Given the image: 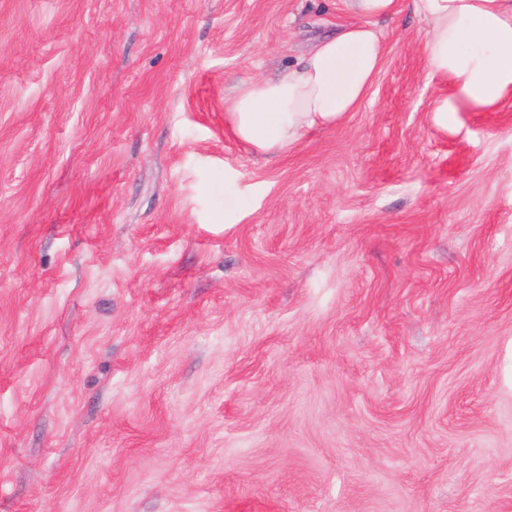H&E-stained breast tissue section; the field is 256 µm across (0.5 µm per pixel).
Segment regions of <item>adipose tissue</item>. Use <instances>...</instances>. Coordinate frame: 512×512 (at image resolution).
<instances>
[{
	"instance_id": "obj_1",
	"label": "adipose tissue",
	"mask_w": 512,
	"mask_h": 512,
	"mask_svg": "<svg viewBox=\"0 0 512 512\" xmlns=\"http://www.w3.org/2000/svg\"><path fill=\"white\" fill-rule=\"evenodd\" d=\"M426 23L424 51L432 75L452 79L431 121L447 130L456 112H493L512 92V0H412ZM353 17L318 41L299 63L275 78L240 82L224 101L233 133L272 160L312 130L357 111L382 66L379 20L397 0H347Z\"/></svg>"
}]
</instances>
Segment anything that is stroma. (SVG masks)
Here are the masks:
<instances>
[{"instance_id": "35a3bbf8", "label": "stroma", "mask_w": 512, "mask_h": 512, "mask_svg": "<svg viewBox=\"0 0 512 512\" xmlns=\"http://www.w3.org/2000/svg\"><path fill=\"white\" fill-rule=\"evenodd\" d=\"M344 0H0V512H512V96L430 122L411 0L267 161L232 87Z\"/></svg>"}]
</instances>
